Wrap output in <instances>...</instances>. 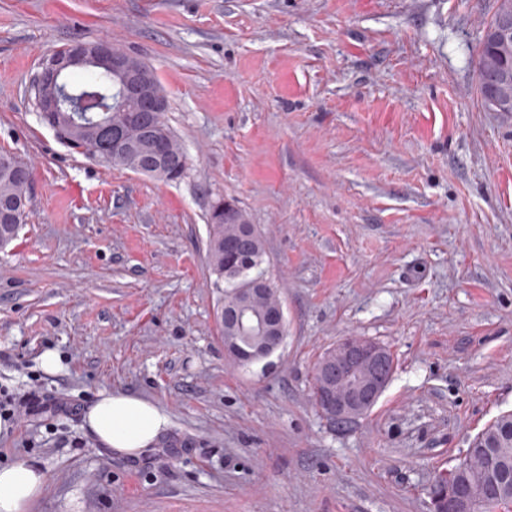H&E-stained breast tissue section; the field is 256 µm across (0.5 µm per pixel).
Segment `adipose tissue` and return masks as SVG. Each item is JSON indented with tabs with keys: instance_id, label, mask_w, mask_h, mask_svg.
I'll return each mask as SVG.
<instances>
[{
	"instance_id": "1",
	"label": "adipose tissue",
	"mask_w": 512,
	"mask_h": 512,
	"mask_svg": "<svg viewBox=\"0 0 512 512\" xmlns=\"http://www.w3.org/2000/svg\"><path fill=\"white\" fill-rule=\"evenodd\" d=\"M86 423L112 453L131 458L154 445L170 426L156 403L124 392L100 395L88 409ZM46 480V471L33 462L0 467V512H29Z\"/></svg>"
}]
</instances>
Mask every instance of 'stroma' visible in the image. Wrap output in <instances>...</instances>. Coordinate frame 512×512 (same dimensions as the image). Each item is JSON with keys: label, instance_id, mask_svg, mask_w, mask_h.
Instances as JSON below:
<instances>
[{"label": "stroma", "instance_id": "obj_1", "mask_svg": "<svg viewBox=\"0 0 512 512\" xmlns=\"http://www.w3.org/2000/svg\"><path fill=\"white\" fill-rule=\"evenodd\" d=\"M497 0H0V149L32 166L0 250V389L32 404L0 466L48 478L32 512H430L435 477L512 411V114L476 61ZM155 70L189 158L164 183L73 153L28 87L75 40ZM234 202L265 239L283 347L240 368L217 323L208 217ZM394 373L352 428L311 400L340 340ZM48 350L59 373L42 371ZM171 427L137 459L89 431L99 394Z\"/></svg>", "mask_w": 512, "mask_h": 512}]
</instances>
